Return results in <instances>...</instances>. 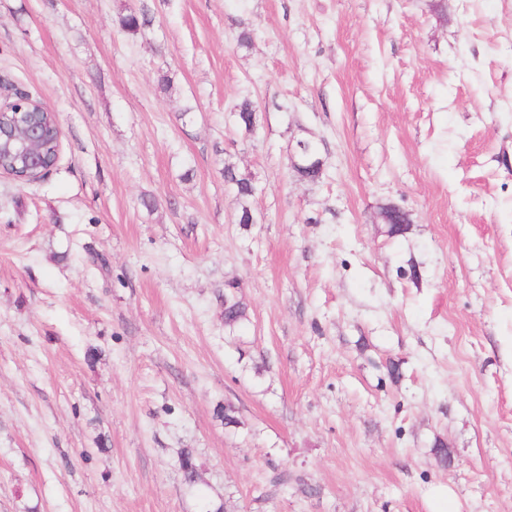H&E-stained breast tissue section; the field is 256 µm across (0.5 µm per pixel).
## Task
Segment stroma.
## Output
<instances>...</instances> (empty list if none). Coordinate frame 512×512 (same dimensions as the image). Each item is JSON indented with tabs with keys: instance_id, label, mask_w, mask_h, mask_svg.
Masks as SVG:
<instances>
[{
	"instance_id": "stroma-1",
	"label": "stroma",
	"mask_w": 512,
	"mask_h": 512,
	"mask_svg": "<svg viewBox=\"0 0 512 512\" xmlns=\"http://www.w3.org/2000/svg\"><path fill=\"white\" fill-rule=\"evenodd\" d=\"M0 80V512H512V0H0ZM32 102L33 96L30 93H15L14 96L2 97L0 85V150L3 147L7 148L25 172L15 176L4 172L0 167V175H8L22 184L35 182L50 172L42 167L43 156L39 149L40 128L26 121L28 112H20L22 109L18 112H10L18 106ZM2 114H13L14 121H2ZM29 175L32 177L34 175L37 179H32ZM233 113L235 125L245 133H253L257 123V112L252 101L244 99L236 105ZM224 183L229 184L235 192L239 205L238 223H254V217L251 218V199L256 196L259 189L252 179L242 175L233 164L228 162L224 165Z\"/></svg>"
}]
</instances>
